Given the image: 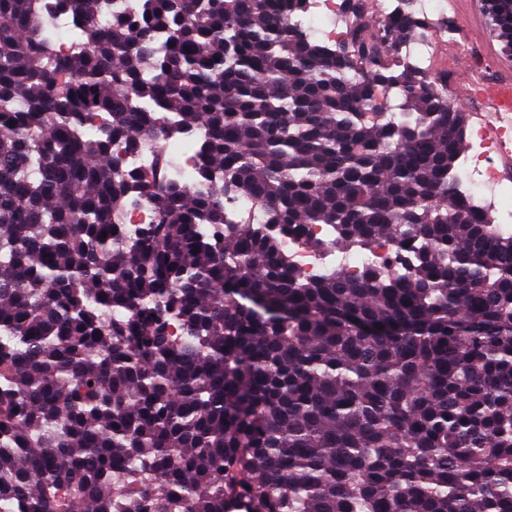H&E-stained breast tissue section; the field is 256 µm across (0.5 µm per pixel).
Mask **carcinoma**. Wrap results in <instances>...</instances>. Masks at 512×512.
I'll use <instances>...</instances> for the list:
<instances>
[{
    "label": "carcinoma",
    "mask_w": 512,
    "mask_h": 512,
    "mask_svg": "<svg viewBox=\"0 0 512 512\" xmlns=\"http://www.w3.org/2000/svg\"><path fill=\"white\" fill-rule=\"evenodd\" d=\"M305 2L0 0V512H512V233L456 189L466 115L402 55L413 0H344L334 45ZM197 130L203 191L112 154ZM309 224L403 269L306 278ZM224 218L232 224L241 221L262 224L266 220L260 208L252 200L245 197L224 199ZM158 216L153 204L140 199L131 205L125 217V232L127 235L135 233L144 224H156Z\"/></svg>",
    "instance_id": "1"
}]
</instances>
